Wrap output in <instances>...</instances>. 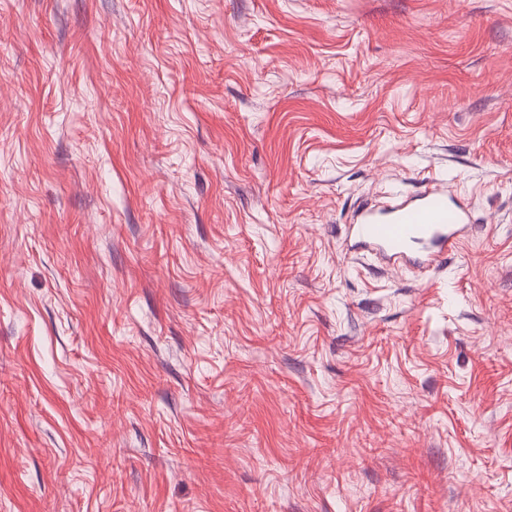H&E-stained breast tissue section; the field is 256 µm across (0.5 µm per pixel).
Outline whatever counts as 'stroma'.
Wrapping results in <instances>:
<instances>
[{"mask_svg":"<svg viewBox=\"0 0 512 512\" xmlns=\"http://www.w3.org/2000/svg\"><path fill=\"white\" fill-rule=\"evenodd\" d=\"M0 512H512V0H0ZM470 227L467 212L450 191L434 186L417 197L389 206L384 216L360 209L350 235L362 249L376 251L392 263L438 265Z\"/></svg>","mask_w":512,"mask_h":512,"instance_id":"35a3bbf8","label":"stroma"}]
</instances>
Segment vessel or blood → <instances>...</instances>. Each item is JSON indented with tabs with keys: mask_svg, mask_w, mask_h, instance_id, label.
Wrapping results in <instances>:
<instances>
[{
	"mask_svg": "<svg viewBox=\"0 0 512 512\" xmlns=\"http://www.w3.org/2000/svg\"><path fill=\"white\" fill-rule=\"evenodd\" d=\"M469 227L467 212L453 201L450 191L435 186L390 205L382 216L360 209L350 234L359 248L377 252L389 262L430 266L442 262Z\"/></svg>",
	"mask_w": 512,
	"mask_h": 512,
	"instance_id": "1",
	"label": "vessel or blood"
}]
</instances>
